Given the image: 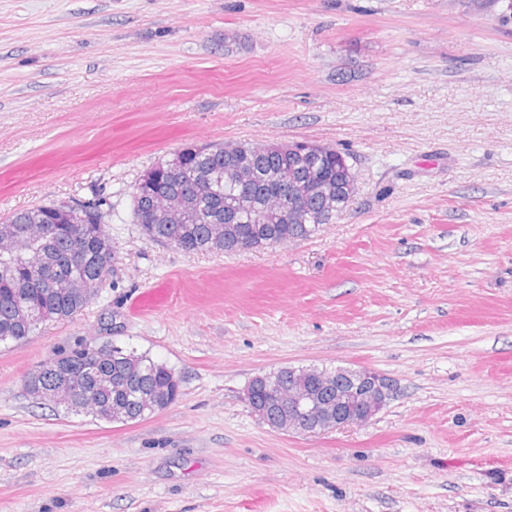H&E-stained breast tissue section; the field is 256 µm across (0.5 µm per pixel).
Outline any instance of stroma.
Listing matches in <instances>:
<instances>
[{
  "label": "stroma",
  "instance_id": "obj_1",
  "mask_svg": "<svg viewBox=\"0 0 512 512\" xmlns=\"http://www.w3.org/2000/svg\"><path fill=\"white\" fill-rule=\"evenodd\" d=\"M292 140L356 173L312 238L188 255L133 224L175 151ZM98 198L113 275L0 343V512H512L507 0H0V219ZM96 339L180 396L107 424L24 394ZM308 365L393 396L360 427L261 423L248 382Z\"/></svg>",
  "mask_w": 512,
  "mask_h": 512
}]
</instances>
